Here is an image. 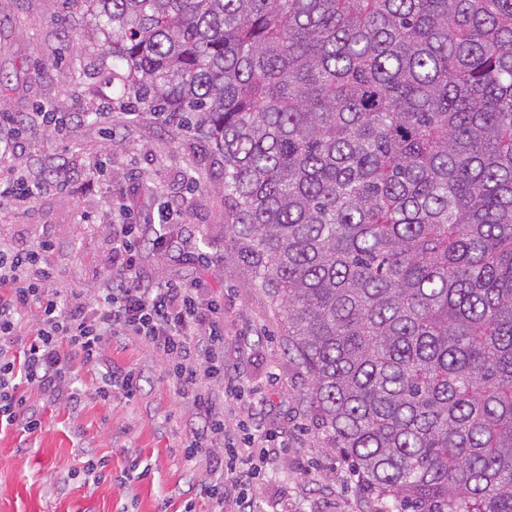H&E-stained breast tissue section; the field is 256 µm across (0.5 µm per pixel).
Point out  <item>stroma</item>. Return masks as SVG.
I'll return each mask as SVG.
<instances>
[{
  "label": "stroma",
  "mask_w": 512,
  "mask_h": 512,
  "mask_svg": "<svg viewBox=\"0 0 512 512\" xmlns=\"http://www.w3.org/2000/svg\"><path fill=\"white\" fill-rule=\"evenodd\" d=\"M71 30L83 33L81 43L68 44ZM99 37L86 9L0 0V73L9 78L0 101L17 114L41 107L67 120L56 137L40 127L24 136V159L42 187L23 201L0 199V244L34 246L49 235L48 260L60 280L90 298L112 274L113 197L123 195L139 224L172 205L189 242L162 251L144 232L137 262L153 283L194 281L204 296L224 299V370L240 388L224 406V421L239 435L273 436L276 448L248 490L254 512H384V501L364 491L351 463L330 448L303 399L309 374L289 358L278 311L251 282L227 230L228 206L213 190L219 166L204 161V144L191 133L106 111L116 91ZM94 156L105 172L89 188L83 172ZM57 164L72 176L64 193L52 173ZM201 252L210 265L198 261ZM117 368L139 372L142 390L108 405L95 390L102 371ZM27 397L43 425L32 434L0 429V512H29L33 498L43 512H182L189 502L195 512H233L239 485L225 480L223 502L211 500L201 491L210 474L182 457L201 420L148 347L113 338L100 368L79 369L73 388L56 397L32 389ZM89 452L106 462L97 482L84 471Z\"/></svg>",
  "instance_id": "35a3bbf8"
}]
</instances>
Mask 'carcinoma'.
<instances>
[{
    "instance_id": "cac0c4a2",
    "label": "carcinoma",
    "mask_w": 512,
    "mask_h": 512,
    "mask_svg": "<svg viewBox=\"0 0 512 512\" xmlns=\"http://www.w3.org/2000/svg\"><path fill=\"white\" fill-rule=\"evenodd\" d=\"M129 112L227 224L363 489L512 512V0H89Z\"/></svg>"
}]
</instances>
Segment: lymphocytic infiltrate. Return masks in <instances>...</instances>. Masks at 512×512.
Listing matches in <instances>:
<instances>
[{"label": "lymphocytic infiltrate", "mask_w": 512, "mask_h": 512, "mask_svg": "<svg viewBox=\"0 0 512 512\" xmlns=\"http://www.w3.org/2000/svg\"><path fill=\"white\" fill-rule=\"evenodd\" d=\"M10 125L11 139L0 148V197L24 200L35 185L18 164L22 128ZM140 225L122 220L112 225V271L108 284L85 300L60 286L47 263L50 239L36 247H0V426L35 433L41 421L27 406V392L36 388L55 394L74 380L76 365L95 367L113 337L143 344L167 362V373L183 398L191 401L204 425L181 448L185 461L220 467L236 483L248 486L261 472L269 450L261 439L230 438L219 404L237 394L224 382V325L220 299H205L196 283L182 281L150 285L137 265ZM23 346V361L12 358L15 344Z\"/></svg>", "instance_id": "lymphocytic-infiltrate-1"}]
</instances>
